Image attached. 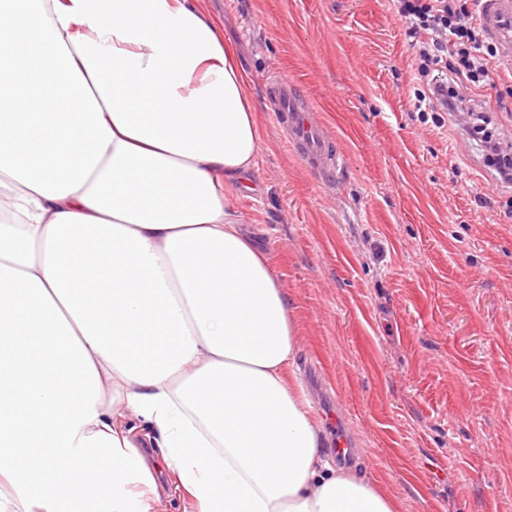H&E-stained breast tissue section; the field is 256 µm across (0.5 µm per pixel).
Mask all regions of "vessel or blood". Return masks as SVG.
Here are the masks:
<instances>
[{"label":"vessel or blood","mask_w":512,"mask_h":512,"mask_svg":"<svg viewBox=\"0 0 512 512\" xmlns=\"http://www.w3.org/2000/svg\"><path fill=\"white\" fill-rule=\"evenodd\" d=\"M479 15L487 37L497 46L501 62L512 66V0H480ZM270 108L277 122L308 166L316 170L339 168L344 159L332 146L324 127L310 115L308 104L291 82L279 74L267 78Z\"/></svg>","instance_id":"obj_1"}]
</instances>
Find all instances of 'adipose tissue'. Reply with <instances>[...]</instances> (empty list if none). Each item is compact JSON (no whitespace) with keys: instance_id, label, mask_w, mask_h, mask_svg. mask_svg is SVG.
Masks as SVG:
<instances>
[{"instance_id":"1","label":"adipose tissue","mask_w":512,"mask_h":512,"mask_svg":"<svg viewBox=\"0 0 512 512\" xmlns=\"http://www.w3.org/2000/svg\"><path fill=\"white\" fill-rule=\"evenodd\" d=\"M206 0H0V512H394L332 468L227 210L260 151ZM160 480L158 482V494L160 495V512H192L190 503L174 490L166 477L157 475Z\"/></svg>"}]
</instances>
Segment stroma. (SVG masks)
<instances>
[{
  "label": "stroma",
  "instance_id": "1",
  "mask_svg": "<svg viewBox=\"0 0 512 512\" xmlns=\"http://www.w3.org/2000/svg\"><path fill=\"white\" fill-rule=\"evenodd\" d=\"M261 116L252 190L225 188L294 309L295 373L347 472L396 512H512V187L453 118L420 123L390 0H208ZM295 87L343 152L311 170L271 112Z\"/></svg>",
  "mask_w": 512,
  "mask_h": 512
}]
</instances>
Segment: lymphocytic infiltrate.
Listing matches in <instances>:
<instances>
[{"mask_svg":"<svg viewBox=\"0 0 512 512\" xmlns=\"http://www.w3.org/2000/svg\"><path fill=\"white\" fill-rule=\"evenodd\" d=\"M405 34L417 49L415 107L420 122L441 125L458 116L466 140L478 144L499 180L512 184V141L498 134L495 118L470 93L495 89L504 78L497 50L478 21V0H393Z\"/></svg>","mask_w":512,"mask_h":512,"instance_id":"obj_1","label":"lymphocytic infiltrate"}]
</instances>
